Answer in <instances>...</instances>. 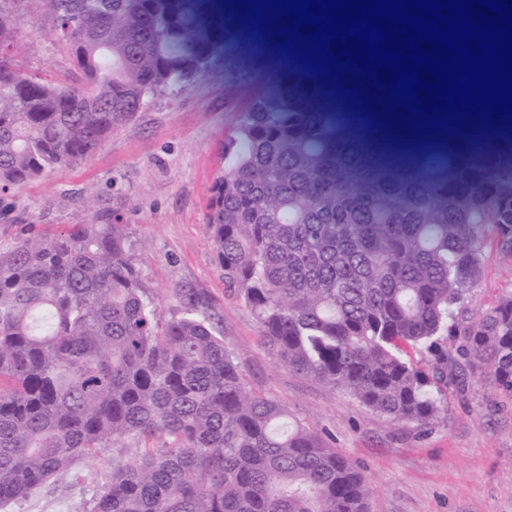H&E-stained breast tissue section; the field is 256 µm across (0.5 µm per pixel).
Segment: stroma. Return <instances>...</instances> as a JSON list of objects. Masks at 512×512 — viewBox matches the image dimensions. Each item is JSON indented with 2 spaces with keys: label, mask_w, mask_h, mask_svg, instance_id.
I'll return each instance as SVG.
<instances>
[{
  "label": "stroma",
  "mask_w": 512,
  "mask_h": 512,
  "mask_svg": "<svg viewBox=\"0 0 512 512\" xmlns=\"http://www.w3.org/2000/svg\"><path fill=\"white\" fill-rule=\"evenodd\" d=\"M11 19L18 67L72 83L75 71L51 18L29 0H13ZM238 107L220 61L189 88L154 96L80 165L0 193V246L28 231L62 232L101 199L122 207L164 317L178 316L179 292L205 299L248 388L283 403L365 471L370 512H512V398L486 367L476 366L465 388L449 386L447 408L429 427L395 422L289 371L264 345L252 311L225 288L204 215ZM510 293L512 257L489 247L469 309L479 313ZM111 474V453L81 457L62 481L0 512H86Z\"/></svg>",
  "instance_id": "35a3bbf8"
}]
</instances>
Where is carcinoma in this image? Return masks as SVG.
<instances>
[{"instance_id":"carcinoma-1","label":"carcinoma","mask_w":512,"mask_h":512,"mask_svg":"<svg viewBox=\"0 0 512 512\" xmlns=\"http://www.w3.org/2000/svg\"><path fill=\"white\" fill-rule=\"evenodd\" d=\"M0 0V192L70 169L119 124L209 71L232 29L260 45L267 82L224 60L243 103L205 215L224 285L288 369L396 422L431 425L443 388L480 359L512 396V294L474 316L488 239L512 257V128L418 143L374 128L333 81L254 38L215 0H30L79 75L57 84L13 60ZM378 144L370 170L341 148ZM493 177L437 186L453 160ZM167 321L117 207L0 246V504L112 451L87 512H369L364 473L279 401L247 389L209 305ZM158 447L129 453L128 441Z\"/></svg>"}]
</instances>
